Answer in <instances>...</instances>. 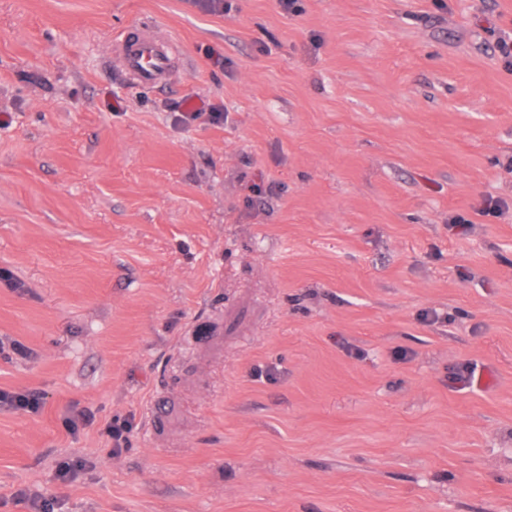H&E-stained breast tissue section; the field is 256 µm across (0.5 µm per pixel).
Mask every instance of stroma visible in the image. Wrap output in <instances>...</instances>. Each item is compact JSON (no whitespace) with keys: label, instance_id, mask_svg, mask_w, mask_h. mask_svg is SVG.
<instances>
[{"label":"stroma","instance_id":"obj_1","mask_svg":"<svg viewBox=\"0 0 512 512\" xmlns=\"http://www.w3.org/2000/svg\"><path fill=\"white\" fill-rule=\"evenodd\" d=\"M510 36L512 0H0V389L41 397L0 512H512ZM124 49L119 64L131 81L141 85H156L164 81L170 71L171 53L176 43L153 33H140L134 38L124 37Z\"/></svg>","mask_w":512,"mask_h":512}]
</instances>
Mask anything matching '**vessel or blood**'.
Here are the masks:
<instances>
[{"label":"vessel or blood","mask_w":512,"mask_h":512,"mask_svg":"<svg viewBox=\"0 0 512 512\" xmlns=\"http://www.w3.org/2000/svg\"><path fill=\"white\" fill-rule=\"evenodd\" d=\"M176 44L170 38L142 33L125 40L120 58L121 69L131 81L155 85L164 81L170 71L171 54Z\"/></svg>","instance_id":"obj_1"}]
</instances>
